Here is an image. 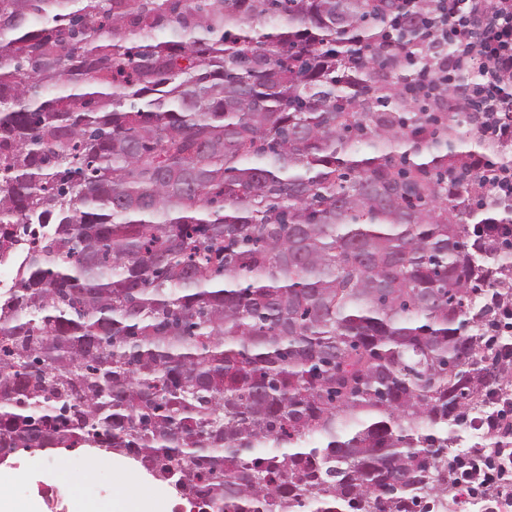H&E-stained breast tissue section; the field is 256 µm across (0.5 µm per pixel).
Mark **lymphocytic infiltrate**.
I'll return each instance as SVG.
<instances>
[{
  "mask_svg": "<svg viewBox=\"0 0 512 512\" xmlns=\"http://www.w3.org/2000/svg\"><path fill=\"white\" fill-rule=\"evenodd\" d=\"M416 23L419 39L403 59L426 57L416 69L423 91L448 88L459 93L474 114V133L489 143H512V0H398V9L381 25L388 46L403 27ZM471 466L459 485L486 500L495 512L512 496V448L474 449Z\"/></svg>",
  "mask_w": 512,
  "mask_h": 512,
  "instance_id": "1",
  "label": "lymphocytic infiltrate"
}]
</instances>
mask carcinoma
<instances>
[{
    "label": "carcinoma",
    "instance_id": "cac0c4a2",
    "mask_svg": "<svg viewBox=\"0 0 512 512\" xmlns=\"http://www.w3.org/2000/svg\"><path fill=\"white\" fill-rule=\"evenodd\" d=\"M392 6L0 0V455L97 445L209 512L456 491L512 208L473 117L405 98ZM475 178L499 200L512 201V166L487 159L476 169Z\"/></svg>",
    "mask_w": 512,
    "mask_h": 512
}]
</instances>
